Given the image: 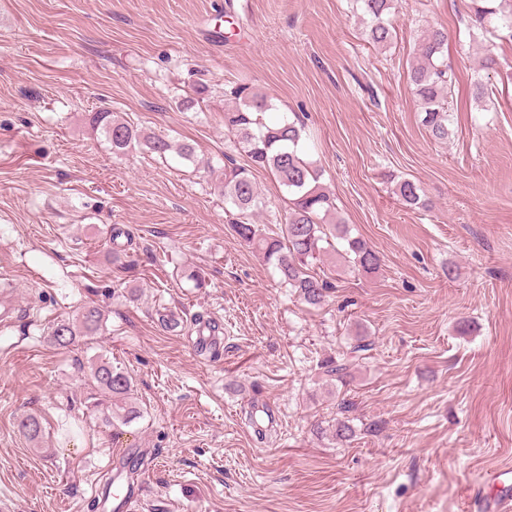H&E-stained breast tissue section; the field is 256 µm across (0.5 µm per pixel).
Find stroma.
I'll list each match as a JSON object with an SVG mask.
<instances>
[{"label":"stroma","instance_id":"1","mask_svg":"<svg viewBox=\"0 0 512 512\" xmlns=\"http://www.w3.org/2000/svg\"><path fill=\"white\" fill-rule=\"evenodd\" d=\"M471 0H398L397 36L366 42L354 0H0V499L13 512H91L109 458L151 462L132 512H465L468 485L512 464V42L466 35ZM448 31L452 135L433 140L407 81L426 25ZM496 97L470 83L485 51ZM299 116L352 235L379 255L361 274L329 253L311 308L233 231L224 158L232 88ZM108 109L191 158L113 153L89 123ZM420 185L406 208L392 178ZM274 228L288 194L251 172ZM124 231L113 238V227ZM98 306L97 335L67 348L50 324ZM183 317L182 331L163 316ZM224 347L199 353L192 322ZM371 351L346 383L320 364ZM121 367L142 415L112 424L88 376ZM348 410H341V403ZM270 407L259 442L241 415ZM42 419L40 442L18 430ZM355 429L334 436L338 419Z\"/></svg>","mask_w":512,"mask_h":512}]
</instances>
